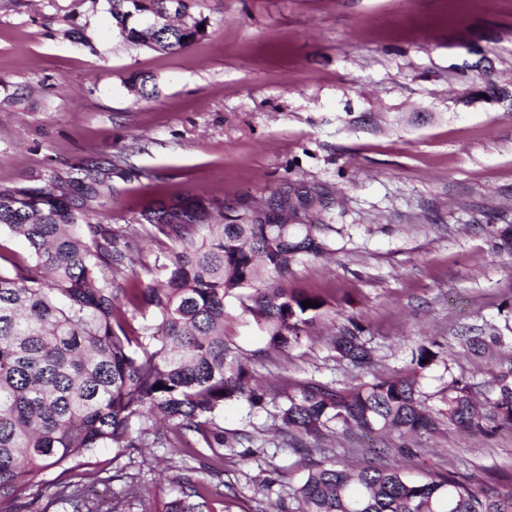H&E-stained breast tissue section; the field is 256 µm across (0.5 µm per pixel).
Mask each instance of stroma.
<instances>
[{
  "label": "stroma",
  "instance_id": "obj_1",
  "mask_svg": "<svg viewBox=\"0 0 512 512\" xmlns=\"http://www.w3.org/2000/svg\"><path fill=\"white\" fill-rule=\"evenodd\" d=\"M206 35L156 51L112 30L106 0H0V187H39L83 164L109 173L90 221L121 231L150 281L170 243L140 210L181 194L255 207L287 185L325 193L329 254L293 266L285 288L320 297L281 353L239 301L224 334L264 402L225 401V487L207 512H279L317 463L375 461L424 478L455 471L512 484V429L446 428L386 455L333 426L284 447L278 406L311 382L333 389L404 368L433 344L419 389L441 408L451 379L484 382L512 361V0H198ZM152 76L155 94L130 91ZM357 322L373 356L358 370L331 341ZM465 334L498 336L483 358ZM166 448L98 449L83 483L111 477L120 512H161L196 466L178 432Z\"/></svg>",
  "mask_w": 512,
  "mask_h": 512
}]
</instances>
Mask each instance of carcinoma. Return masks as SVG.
<instances>
[{"instance_id": "cac0c4a2", "label": "carcinoma", "mask_w": 512, "mask_h": 512, "mask_svg": "<svg viewBox=\"0 0 512 512\" xmlns=\"http://www.w3.org/2000/svg\"><path fill=\"white\" fill-rule=\"evenodd\" d=\"M122 39L172 50L201 39L206 19L191 13L196 0H106ZM68 177L70 195L56 179L42 187L0 188V231L20 235L31 263L11 262L0 271V512H47L38 506L44 472L72 473L91 466L97 448L164 444L146 422L198 435L207 448L224 447L215 415L238 394L251 404L263 395L249 387L225 340L226 302L237 299L264 320L270 344L299 343L303 302L321 299L273 285L290 266L325 252L330 202L318 192L288 188L263 211L243 209L231 223H211L215 203L181 195L146 208L142 219L171 249L161 273L141 285L117 282L133 262L123 234L89 222L88 202L101 197L105 181L84 169ZM303 209L309 223L289 224ZM139 314L135 328L125 307ZM498 337L468 336L464 351L480 356ZM337 353L361 368L370 363L361 329L341 328ZM437 353L425 346L397 375L373 376L348 390L308 384L279 408L280 429L292 440L332 425L405 439L442 427L491 433L512 428V363L494 386L453 379L445 408L426 406L420 371ZM427 364H422V361ZM162 388L155 389L156 385ZM203 481L186 479L181 495L162 512H205ZM289 512H512V487L481 491L453 473L414 480L381 464L355 469L319 464L294 490ZM72 512H119L84 497L78 483L61 482L52 499Z\"/></svg>"}]
</instances>
